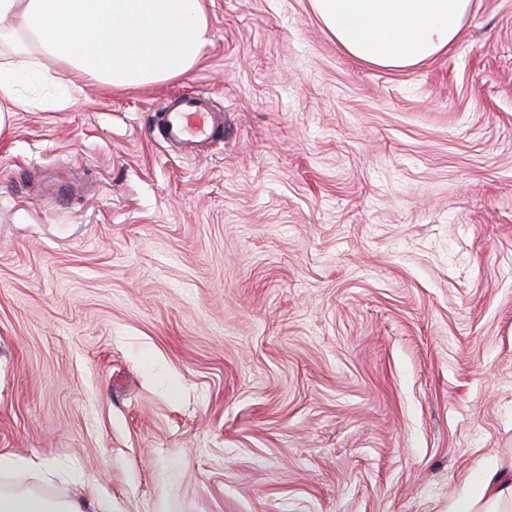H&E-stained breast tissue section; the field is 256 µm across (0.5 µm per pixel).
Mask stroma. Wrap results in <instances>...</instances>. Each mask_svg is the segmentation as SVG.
Returning <instances> with one entry per match:
<instances>
[{
  "mask_svg": "<svg viewBox=\"0 0 512 512\" xmlns=\"http://www.w3.org/2000/svg\"><path fill=\"white\" fill-rule=\"evenodd\" d=\"M185 75L0 52V492L112 512H448L512 450V0L403 69L311 0H203ZM211 93L195 158L152 113ZM17 76L10 66H0V131L5 124L8 126V118L11 112L24 109L30 102L21 97L17 92Z\"/></svg>",
  "mask_w": 512,
  "mask_h": 512,
  "instance_id": "1",
  "label": "stroma"
}]
</instances>
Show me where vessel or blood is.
I'll list each match as a JSON object with an SVG mask.
<instances>
[{
    "instance_id": "obj_1",
    "label": "vessel or blood",
    "mask_w": 512,
    "mask_h": 512,
    "mask_svg": "<svg viewBox=\"0 0 512 512\" xmlns=\"http://www.w3.org/2000/svg\"><path fill=\"white\" fill-rule=\"evenodd\" d=\"M153 124L165 141L193 155L224 130V116L215 110L209 92L191 90L172 96L153 115Z\"/></svg>"
}]
</instances>
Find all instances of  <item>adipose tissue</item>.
<instances>
[{
  "label": "adipose tissue",
  "instance_id": "obj_1",
  "mask_svg": "<svg viewBox=\"0 0 512 512\" xmlns=\"http://www.w3.org/2000/svg\"><path fill=\"white\" fill-rule=\"evenodd\" d=\"M338 45L382 68L425 60L460 35L470 0H312ZM17 35L70 70L115 87L179 77L211 31L202 0H0V36ZM0 512H95L93 502L0 493ZM448 512H512V456L478 467Z\"/></svg>",
  "mask_w": 512,
  "mask_h": 512
}]
</instances>
